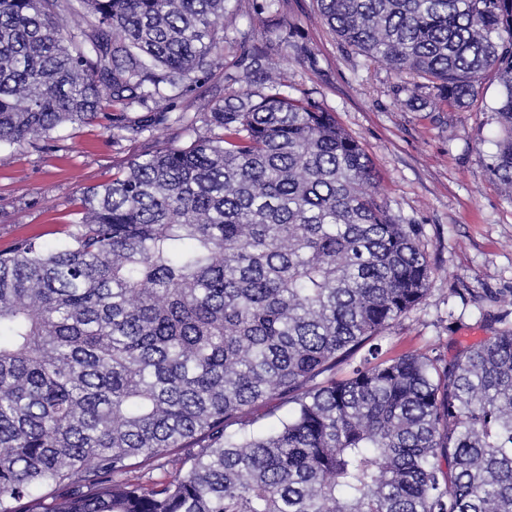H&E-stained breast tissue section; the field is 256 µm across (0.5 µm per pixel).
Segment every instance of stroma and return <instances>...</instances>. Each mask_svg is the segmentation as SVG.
<instances>
[{
    "label": "stroma",
    "mask_w": 512,
    "mask_h": 512,
    "mask_svg": "<svg viewBox=\"0 0 512 512\" xmlns=\"http://www.w3.org/2000/svg\"><path fill=\"white\" fill-rule=\"evenodd\" d=\"M281 17L310 60L280 68L293 93L308 94L371 158L380 198L401 223L422 229L435 273L423 302L384 331L389 354L447 355L512 326V197L490 174L499 126L488 107L498 91L486 73L482 93L466 108L397 91L398 78L347 48L318 16L316 0H283ZM239 44L225 45L220 64L174 91L173 112L203 111L224 96ZM177 124L113 139L102 125L53 132L38 147H0V251L29 238L63 240L85 187L111 179L140 154L185 145Z\"/></svg>",
    "instance_id": "35a3bbf8"
}]
</instances>
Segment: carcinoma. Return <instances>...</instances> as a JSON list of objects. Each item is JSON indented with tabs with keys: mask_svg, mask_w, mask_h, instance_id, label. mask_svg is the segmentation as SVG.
I'll return each mask as SVG.
<instances>
[{
	"mask_svg": "<svg viewBox=\"0 0 512 512\" xmlns=\"http://www.w3.org/2000/svg\"><path fill=\"white\" fill-rule=\"evenodd\" d=\"M230 2L75 0L78 39L63 0H0V144L169 125L126 111L215 65ZM317 5L413 96L465 108L495 72L487 167L512 193V0ZM280 6L256 3L270 47L309 58ZM271 61L244 53L239 89L176 118L189 144L84 190L65 240L0 252V512H512V328L385 356L434 274L419 229Z\"/></svg>",
	"mask_w": 512,
	"mask_h": 512,
	"instance_id": "obj_1",
	"label": "carcinoma"
}]
</instances>
